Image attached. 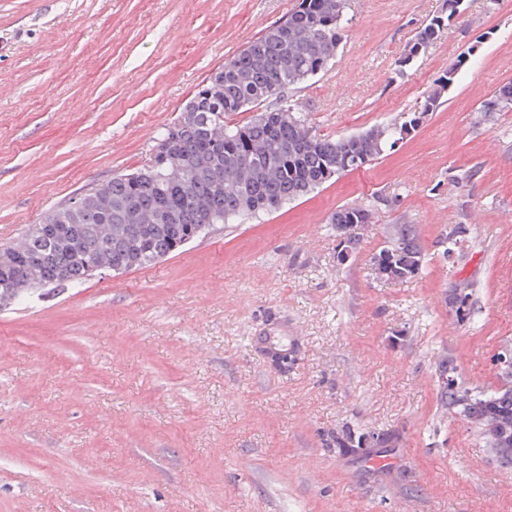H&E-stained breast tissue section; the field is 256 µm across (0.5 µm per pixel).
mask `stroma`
Segmentation results:
<instances>
[{
	"label": "stroma",
	"mask_w": 512,
	"mask_h": 512,
	"mask_svg": "<svg viewBox=\"0 0 512 512\" xmlns=\"http://www.w3.org/2000/svg\"><path fill=\"white\" fill-rule=\"evenodd\" d=\"M299 2L0 0V245L144 165L196 86ZM447 3L347 0L332 64L285 93L312 131L348 135L420 111L468 55L382 158L154 265L0 307V512H512V469L444 405L437 370L451 358L494 390L512 343V110H480L512 82V0H464L399 67ZM345 207L373 222L342 264ZM398 224L424 266L381 280L370 258ZM348 430L395 441L337 447ZM463 3V0H448L449 17L447 16L446 19L443 17H436L435 19L431 20L427 25H425L421 30H419L412 39V41L407 46V49L405 50V53L401 58H410L416 53V51L420 47L423 48L424 50L428 44L432 43L434 39H437L441 31L448 26V21L449 23L452 22L456 17H458L461 14V7Z\"/></svg>",
	"instance_id": "1"
}]
</instances>
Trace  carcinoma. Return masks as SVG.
<instances>
[{
  "label": "carcinoma",
  "instance_id": "1",
  "mask_svg": "<svg viewBox=\"0 0 512 512\" xmlns=\"http://www.w3.org/2000/svg\"><path fill=\"white\" fill-rule=\"evenodd\" d=\"M347 0H301L200 83L176 120L164 127L148 162L71 197L11 244L0 262L14 265L15 301L49 287H77L101 270L123 273L167 258L215 224L275 211L361 168L394 147L419 117L403 116L360 133L329 137L310 129L284 101L287 89L325 72L344 37ZM437 17L407 46L408 59L438 38ZM449 66L427 93L420 114L436 110L462 67ZM258 109L248 120L233 117ZM331 223L359 242L371 224L366 208L336 210ZM50 244L51 258L39 244ZM424 253L409 224L396 225L371 257L376 277L403 282L417 276ZM448 406L485 440L496 460L512 468V374L490 392L461 385L449 361L439 365Z\"/></svg>",
  "mask_w": 512,
  "mask_h": 512
}]
</instances>
